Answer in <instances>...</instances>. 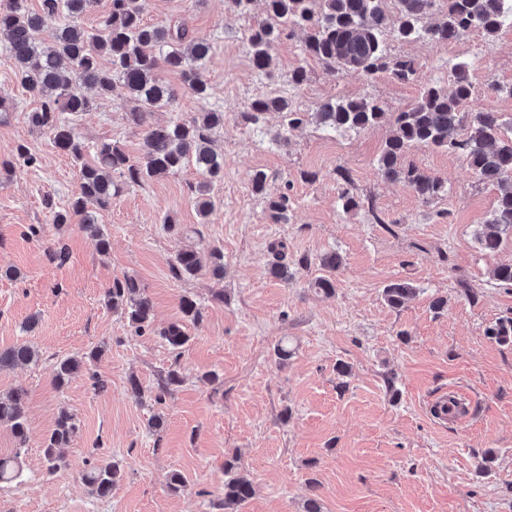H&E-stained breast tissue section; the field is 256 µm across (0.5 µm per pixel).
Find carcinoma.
I'll use <instances>...</instances> for the list:
<instances>
[{
    "mask_svg": "<svg viewBox=\"0 0 512 512\" xmlns=\"http://www.w3.org/2000/svg\"><path fill=\"white\" fill-rule=\"evenodd\" d=\"M149 0H110V9L93 31L77 26L74 18L93 5V0H42V13L28 9L27 0H0V35L21 70L30 94L40 105L30 113L32 126L53 135L56 146L80 160L85 145L63 120L65 112H87L92 100L85 90L101 96L112 94L122 86L137 106L128 113V122L144 128L143 156L133 161L119 147L104 143L96 148L93 163L79 170V193L62 207L46 200L52 223L61 227L74 218L84 228L95 227V214L112 204V196L120 187L112 180L116 174L126 184L141 185L154 178L174 174L193 165L200 176L191 186L200 215L208 217L213 202L208 198L212 183L224 177V158L211 148L213 134L224 127V113L211 110L188 122L164 126L148 124V115L175 97L174 90L157 77L165 66L179 73L182 85L197 99L210 96V87L201 73L209 60L210 45L190 34L188 24L176 19L167 25H151L144 21ZM440 0H264L265 17L249 29L247 47L252 66L267 73L273 66V49L280 41L302 33L303 54L318 60L325 72L352 70L371 78L387 73L400 82L417 79L413 60L392 57L382 40L391 30L401 40H456L471 31L493 38L512 20V0H446L441 19L432 16L439 10ZM58 18L60 24L53 40L40 38L43 15ZM470 64L454 67V89H423L415 104L395 118L396 131L386 141L377 160L378 173L387 180H403L423 201L448 194V185L405 163L409 151L418 146L441 148L461 154L477 179L500 188V195L476 240L481 249L494 252L512 233V138H500L504 126L512 127V116L500 112L467 111L474 90L469 78ZM271 112L280 115L278 128L270 133L275 145L288 143V132L310 120L331 131L365 129L385 116L383 107L369 97L331 99L319 104L314 112L294 109L288 99L262 95L254 98L240 113L246 125L260 126ZM269 176L257 170L251 177L252 188L268 198V215L275 223L288 221L290 199L285 192L268 191ZM270 253L277 258L275 274H285L287 266L280 260L287 256V245L274 241ZM341 257L332 253L320 260L324 273L314 280L318 293L331 297L336 293L334 273L341 267ZM202 268L199 253L193 249L178 252L170 265L174 278L197 275ZM416 293L405 280L388 284L383 289L385 302L400 309ZM105 304L126 311L136 335L152 330L153 305L147 289L134 276L113 281L105 291ZM183 321L173 322L158 332L172 348L181 349L191 340L186 323L198 324L202 308L191 297L181 298ZM37 359V351L27 343H19L0 351V369L26 364ZM84 362L64 357L52 365V381L56 389H64L79 373ZM183 383L177 368L168 370L155 393L160 402L173 388ZM0 421L10 424L19 448L13 455L0 457V482H11L21 475L20 458L27 442L28 425L25 393L14 390L0 395ZM78 431L75 415L68 409L59 411L54 427L43 440V456L47 470L55 472L66 465L60 449L68 446ZM239 458H224V512H236L239 505L253 495L252 484L236 476ZM120 479L119 464L103 461L91 467L83 480L92 494L107 497Z\"/></svg>",
    "mask_w": 512,
    "mask_h": 512,
    "instance_id": "obj_1",
    "label": "carcinoma"
}]
</instances>
